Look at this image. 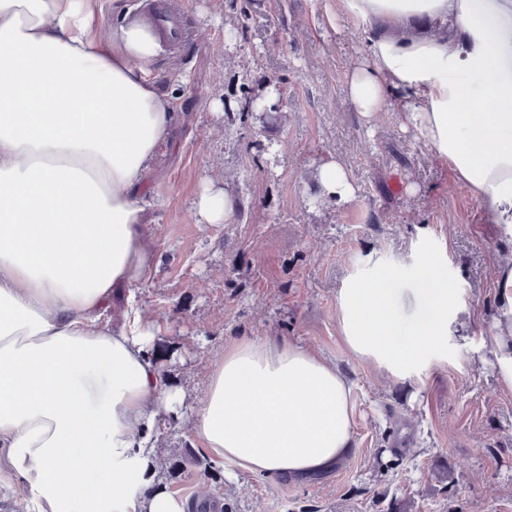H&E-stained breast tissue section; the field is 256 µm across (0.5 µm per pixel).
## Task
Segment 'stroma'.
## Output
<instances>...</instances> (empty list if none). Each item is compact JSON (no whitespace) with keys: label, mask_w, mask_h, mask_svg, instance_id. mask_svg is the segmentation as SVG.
Here are the masks:
<instances>
[{"label":"stroma","mask_w":512,"mask_h":512,"mask_svg":"<svg viewBox=\"0 0 512 512\" xmlns=\"http://www.w3.org/2000/svg\"><path fill=\"white\" fill-rule=\"evenodd\" d=\"M166 11L189 35L162 48L150 79L173 112L169 141L146 174L145 219L155 267L133 287L163 327L153 343L164 379L184 405L167 418L157 484L226 512H512V392L494 373V270L512 241L485 223L480 202L395 113L365 123L345 101L352 64L365 52L362 24L336 0H98L102 26ZM238 23L237 43L224 41ZM281 87L269 128L240 122L243 93ZM340 159L354 200L321 197L310 171ZM221 177L236 201L224 224H199L203 181ZM436 255L460 320L425 352L421 372L398 379L354 357L336 326L338 293L372 264L395 270L402 328L420 322ZM128 295V296H131ZM126 295L108 304L111 324ZM288 340L336 364L353 385L355 452L306 481L249 473L208 459L194 437L210 357L233 339Z\"/></svg>","instance_id":"35a3bbf8"}]
</instances>
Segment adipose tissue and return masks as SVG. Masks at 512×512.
<instances>
[{"label":"adipose tissue","mask_w":512,"mask_h":512,"mask_svg":"<svg viewBox=\"0 0 512 512\" xmlns=\"http://www.w3.org/2000/svg\"><path fill=\"white\" fill-rule=\"evenodd\" d=\"M366 26L367 53L346 100L366 120L397 113L512 238V32L486 38L475 0H336ZM158 36L142 23L101 30L96 0H0V485L18 479L37 512H184L151 491L161 415L183 401L151 355L163 328L104 311L155 265L139 195L168 137L170 102L149 79ZM313 177L350 202L339 160ZM235 201L207 180L198 223L230 220ZM433 280L408 334L390 271L369 268L337 299L351 354L403 378L457 318ZM491 339L512 390V258L498 271ZM194 432L213 457L264 476L306 478L354 452L352 387L334 365L285 340H236L211 361ZM147 495L131 498L132 489Z\"/></svg>","instance_id":"obj_1"}]
</instances>
